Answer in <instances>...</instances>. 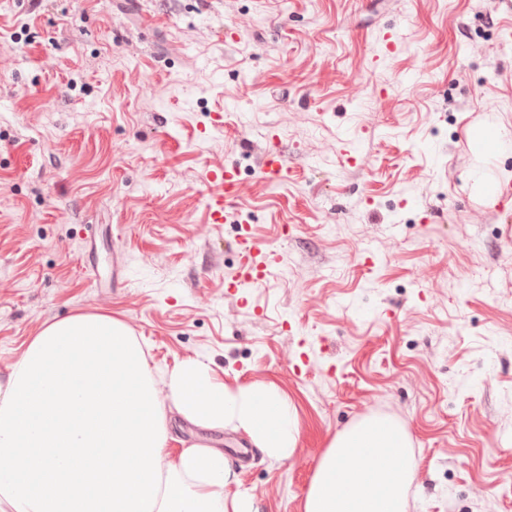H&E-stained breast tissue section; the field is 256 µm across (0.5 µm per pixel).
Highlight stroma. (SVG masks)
I'll return each mask as SVG.
<instances>
[{
	"label": "stroma",
	"instance_id": "stroma-1",
	"mask_svg": "<svg viewBox=\"0 0 512 512\" xmlns=\"http://www.w3.org/2000/svg\"><path fill=\"white\" fill-rule=\"evenodd\" d=\"M487 121L512 140L495 0H0V371L106 314L151 366L201 356L295 407L288 459L171 415L170 458L223 449L225 504L304 512L330 439L379 414L412 438L406 512H512V148L477 146Z\"/></svg>",
	"mask_w": 512,
	"mask_h": 512
}]
</instances>
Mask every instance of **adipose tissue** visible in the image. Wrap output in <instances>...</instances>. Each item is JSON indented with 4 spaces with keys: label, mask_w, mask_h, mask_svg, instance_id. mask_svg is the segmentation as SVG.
I'll use <instances>...</instances> for the list:
<instances>
[{
    "label": "adipose tissue",
    "mask_w": 512,
    "mask_h": 512,
    "mask_svg": "<svg viewBox=\"0 0 512 512\" xmlns=\"http://www.w3.org/2000/svg\"><path fill=\"white\" fill-rule=\"evenodd\" d=\"M161 402L131 329L102 314L43 327L0 375V506L9 512H252L224 506V452L203 444L168 460L167 406L204 429L235 421L254 444L288 458L295 412L271 389L215 382L204 360L167 373ZM416 465L405 427L371 415L335 434L304 512H405Z\"/></svg>",
    "instance_id": "adipose-tissue-1"
}]
</instances>
